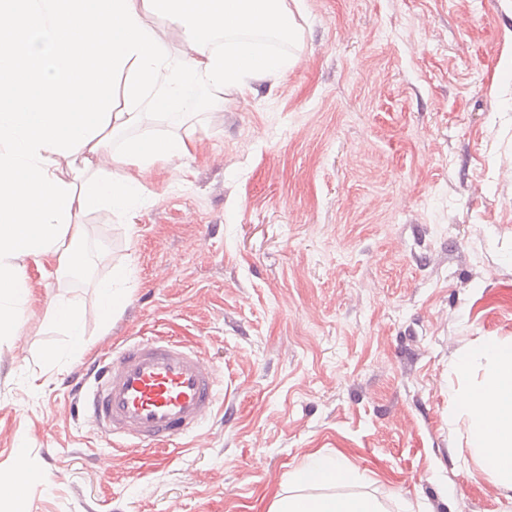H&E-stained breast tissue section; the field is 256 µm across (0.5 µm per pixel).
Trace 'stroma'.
Returning a JSON list of instances; mask_svg holds the SVG:
<instances>
[{
  "mask_svg": "<svg viewBox=\"0 0 512 512\" xmlns=\"http://www.w3.org/2000/svg\"><path fill=\"white\" fill-rule=\"evenodd\" d=\"M288 70L173 112L181 166L135 215L81 216V287L27 262L0 339V483L28 512H268L313 452L396 512H512L450 415L449 365L512 340V0H299ZM126 298L102 323L95 284ZM77 303L86 352L50 303ZM135 336L199 348L223 405L169 450L115 448L77 409L79 367Z\"/></svg>",
  "mask_w": 512,
  "mask_h": 512,
  "instance_id": "35a3bbf8",
  "label": "stroma"
}]
</instances>
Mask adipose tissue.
Wrapping results in <instances>:
<instances>
[{"label": "adipose tissue", "mask_w": 512, "mask_h": 512, "mask_svg": "<svg viewBox=\"0 0 512 512\" xmlns=\"http://www.w3.org/2000/svg\"><path fill=\"white\" fill-rule=\"evenodd\" d=\"M155 11L182 28L185 51L147 22ZM265 30L294 36L288 0H0V337L21 331L13 305L28 297L25 260L75 276L85 262L79 215L146 204L137 176L109 173L103 156L139 173L184 158L185 139L151 120L194 109L193 88L211 108L226 89L287 71V57L233 41ZM130 127L138 135L107 153L108 132ZM64 163L77 165V183L60 177ZM454 371L483 376L457 410L481 470L512 489V342L481 341ZM291 479L269 512H388L352 492L364 477L337 458L309 454Z\"/></svg>", "instance_id": "obj_1"}]
</instances>
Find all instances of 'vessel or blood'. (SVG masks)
<instances>
[{
	"instance_id": "obj_1",
	"label": "vessel or blood",
	"mask_w": 512,
	"mask_h": 512,
	"mask_svg": "<svg viewBox=\"0 0 512 512\" xmlns=\"http://www.w3.org/2000/svg\"><path fill=\"white\" fill-rule=\"evenodd\" d=\"M74 384L82 413L104 436L135 447L184 441L223 395L217 369L200 351L156 336L105 352Z\"/></svg>"
}]
</instances>
